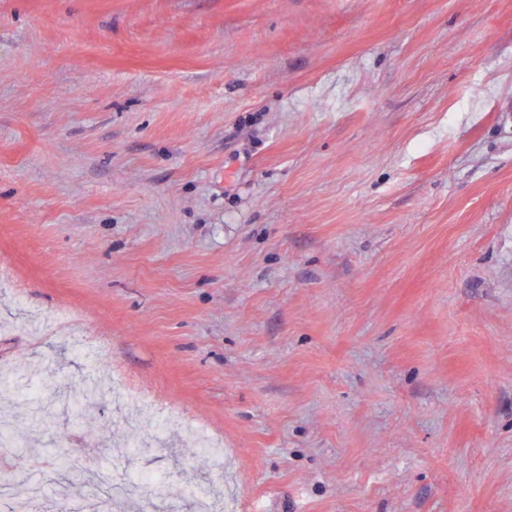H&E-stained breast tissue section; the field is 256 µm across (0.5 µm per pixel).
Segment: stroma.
<instances>
[{"mask_svg": "<svg viewBox=\"0 0 512 512\" xmlns=\"http://www.w3.org/2000/svg\"><path fill=\"white\" fill-rule=\"evenodd\" d=\"M0 275L48 512H512V0H0Z\"/></svg>", "mask_w": 512, "mask_h": 512, "instance_id": "1", "label": "stroma"}]
</instances>
